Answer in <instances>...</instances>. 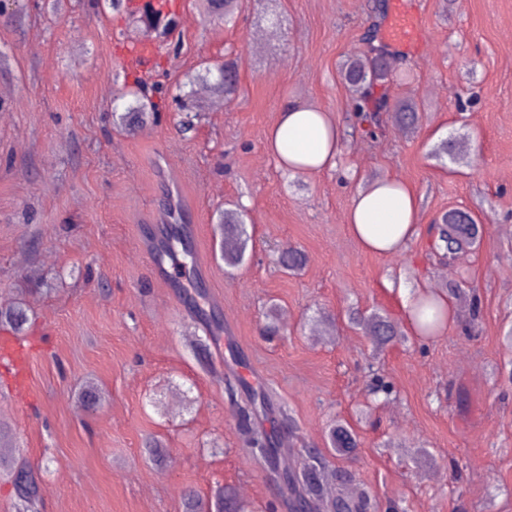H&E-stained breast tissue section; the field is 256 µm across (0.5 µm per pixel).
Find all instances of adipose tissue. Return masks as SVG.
I'll use <instances>...</instances> for the list:
<instances>
[{"label":"adipose tissue","mask_w":512,"mask_h":512,"mask_svg":"<svg viewBox=\"0 0 512 512\" xmlns=\"http://www.w3.org/2000/svg\"><path fill=\"white\" fill-rule=\"evenodd\" d=\"M340 134L324 112L288 105L271 129L267 150L290 172L335 166ZM418 199L401 181L386 176L352 199L347 222L352 234L369 251L395 253L417 233Z\"/></svg>","instance_id":"adipose-tissue-1"}]
</instances>
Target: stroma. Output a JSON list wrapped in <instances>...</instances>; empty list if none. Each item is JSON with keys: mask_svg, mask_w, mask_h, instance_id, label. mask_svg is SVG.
Segmentation results:
<instances>
[{"mask_svg": "<svg viewBox=\"0 0 512 512\" xmlns=\"http://www.w3.org/2000/svg\"><path fill=\"white\" fill-rule=\"evenodd\" d=\"M180 22L146 37L127 12L96 0H18V20L0 18V311L27 315L19 338L27 380L17 387L0 360V427L19 460L41 471L40 512H184L195 492L210 500L229 486L255 512H282L280 492L246 453L230 374L265 385L290 415L294 452L324 445L337 419L371 416L354 453L331 460L350 473V492L370 489L379 512H512V0H406L424 43H389L410 83L386 86L390 101L414 98L415 133L378 115V137L345 133L334 168L294 174L279 168L265 140L285 105L326 112L345 128L351 94L342 60L359 50L375 0H280L281 25L261 52L251 42L266 23L245 0L243 19L208 21L202 0H170ZM154 50L155 81L175 88L225 57L239 59L240 89L223 109L205 107L193 131L180 109L134 132L115 128L124 107L114 75L123 54ZM473 80H465L466 71ZM477 135L473 166L437 162V141ZM168 153L169 172L155 163ZM180 181L206 313L222 323L208 340L183 279L160 280L155 216L166 178ZM389 175L418 199V233L397 254L364 251L346 214L355 192ZM233 205L251 236L245 261L218 256V210ZM453 209L480 226L474 249L442 261L436 222ZM306 266L286 274L288 248ZM474 290L481 314L452 300L451 319L432 339L410 335L374 370L395 389L370 404L363 365L371 344L349 327L348 309L377 311L408 327L405 295ZM287 313L282 336L262 334L269 304ZM101 393L87 406V384ZM158 438L164 461L145 452ZM427 448L410 457L407 446ZM293 454L284 466L294 464Z\"/></svg>", "mask_w": 512, "mask_h": 512, "instance_id": "1", "label": "stroma"}]
</instances>
